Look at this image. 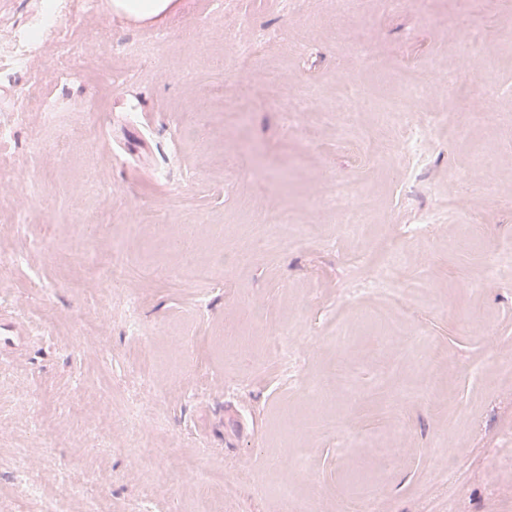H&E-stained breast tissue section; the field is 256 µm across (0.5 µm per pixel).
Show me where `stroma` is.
Segmentation results:
<instances>
[{
	"label": "stroma",
	"mask_w": 512,
	"mask_h": 512,
	"mask_svg": "<svg viewBox=\"0 0 512 512\" xmlns=\"http://www.w3.org/2000/svg\"><path fill=\"white\" fill-rule=\"evenodd\" d=\"M176 2L142 23L72 0L83 21L54 18L64 41L0 71V100L33 86L54 113H28L0 146V179L37 188L0 206V256L20 258L0 271V312L27 330L0 353V512L98 498L112 512H300L316 496L344 512L368 493L380 512H512V282L489 271L512 241V5ZM465 27L477 47L460 57ZM253 35L251 72L230 76L221 59ZM268 68L284 97L247 100ZM412 69L426 78L413 120L432 126L415 165L378 118ZM340 80L375 110L305 146L304 96L335 106ZM445 117L467 137L449 138ZM339 176L371 198L358 227L324 202ZM270 207L313 236L279 237L261 222ZM189 231L214 264L191 288L164 278ZM394 242L401 309L361 286ZM116 267L126 282L106 305L97 286ZM185 450L233 493L203 492Z\"/></svg>",
	"instance_id": "35a3bbf8"
}]
</instances>
